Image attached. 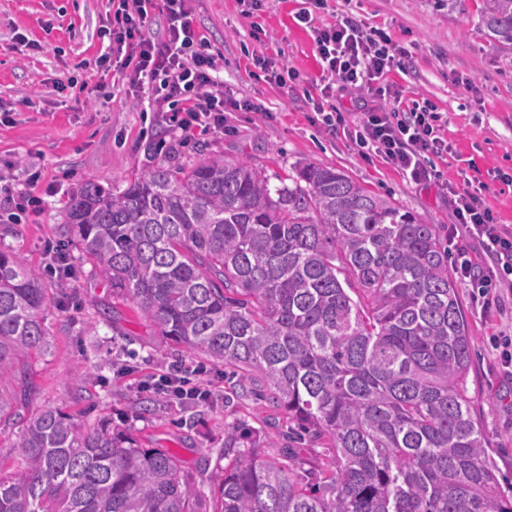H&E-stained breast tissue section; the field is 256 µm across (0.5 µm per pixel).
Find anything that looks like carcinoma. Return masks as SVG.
Instances as JSON below:
<instances>
[{
  "mask_svg": "<svg viewBox=\"0 0 512 512\" xmlns=\"http://www.w3.org/2000/svg\"><path fill=\"white\" fill-rule=\"evenodd\" d=\"M512 44V0H481ZM68 232L94 276L157 332L234 374L329 448L262 456L224 434L213 512H512L467 381L472 336L435 224L314 162L271 185L250 159L157 164L118 193L88 181ZM41 275L0 249V425L25 423L0 467V512H196L178 459L60 409L31 415L27 360L45 344Z\"/></svg>",
  "mask_w": 512,
  "mask_h": 512,
  "instance_id": "carcinoma-1",
  "label": "carcinoma"
}]
</instances>
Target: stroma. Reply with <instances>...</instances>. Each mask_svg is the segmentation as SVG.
<instances>
[{
  "mask_svg": "<svg viewBox=\"0 0 512 512\" xmlns=\"http://www.w3.org/2000/svg\"><path fill=\"white\" fill-rule=\"evenodd\" d=\"M309 0H195L193 26L220 56V77L244 108L224 114V129L187 139L163 123L147 97L133 98L128 81L97 88L95 60L108 50L99 36L110 0H0V186L44 200L22 223L0 224V248L39 271L50 304L47 348L32 355L28 412L61 409L89 429L106 419L130 429L143 448H165L201 493L200 512H212L210 476L224 464V434L259 429L266 453L324 460L327 448L291 437L292 422L224 376L201 354L166 347L137 309L125 304L89 264L71 280L48 270V242L68 238L66 210L85 181L122 190L145 167L187 166L211 156L253 157L269 180L299 161L336 168L425 224L454 223L445 184L481 198L497 223L512 230V46L493 41L482 26L480 0H328L312 25L296 19ZM352 17L384 30L405 48L406 73L390 74L405 103L432 107L448 119L454 156L433 159L437 183L419 186L379 159H365L349 140L328 135L316 111L326 83L316 52L318 28ZM265 31L254 38L255 27ZM25 43H17V35ZM268 56L295 68L286 86L265 81L253 60ZM483 316L460 288L476 340L468 387L483 427L500 489L512 495V376L501 369L490 336L512 332V291ZM205 366L202 380L215 395L192 409L154 400L144 405L137 384L172 366Z\"/></svg>",
  "mask_w": 512,
  "mask_h": 512,
  "instance_id": "obj_1",
  "label": "stroma"
}]
</instances>
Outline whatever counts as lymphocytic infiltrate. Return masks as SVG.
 Returning a JSON list of instances; mask_svg holds the SVG:
<instances>
[{"label": "lymphocytic infiltrate", "mask_w": 512, "mask_h": 512, "mask_svg": "<svg viewBox=\"0 0 512 512\" xmlns=\"http://www.w3.org/2000/svg\"><path fill=\"white\" fill-rule=\"evenodd\" d=\"M191 13L192 0H116L104 31L110 51L98 58L97 67L105 73L115 67L128 72L135 92H147L170 126L207 134L223 130L225 108L240 107L241 102L226 95L216 75L217 58L193 28ZM157 14L166 22L161 43L146 33ZM316 48L326 78L385 103L353 121L340 112L324 113L326 131L344 135L363 156L381 158L413 183L430 184L431 158L445 157L452 146L438 113L426 106L404 108L399 89L389 82L390 74L404 72V52L382 30L365 31L349 18L318 30ZM447 193L455 217L449 236L462 234L476 241L493 263L486 271L467 258L456 266L476 310L490 314L500 300L501 284L512 280V234L496 224L478 192L451 186Z\"/></svg>", "instance_id": "f902f5d3"}]
</instances>
